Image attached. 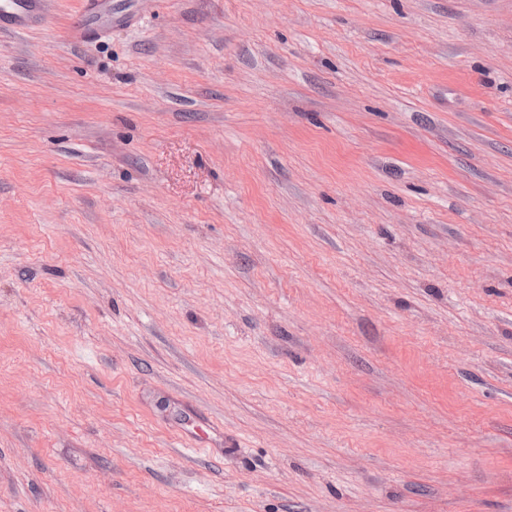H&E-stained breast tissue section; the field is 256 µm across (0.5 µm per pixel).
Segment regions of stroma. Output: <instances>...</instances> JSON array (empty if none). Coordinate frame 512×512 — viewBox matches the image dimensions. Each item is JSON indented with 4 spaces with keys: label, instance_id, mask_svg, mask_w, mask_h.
<instances>
[{
    "label": "stroma",
    "instance_id": "35a3bbf8",
    "mask_svg": "<svg viewBox=\"0 0 512 512\" xmlns=\"http://www.w3.org/2000/svg\"><path fill=\"white\" fill-rule=\"evenodd\" d=\"M81 3L0 32V512H512V0ZM83 31L93 32L98 24H106L111 21L112 14L108 0H85Z\"/></svg>",
    "mask_w": 512,
    "mask_h": 512
}]
</instances>
